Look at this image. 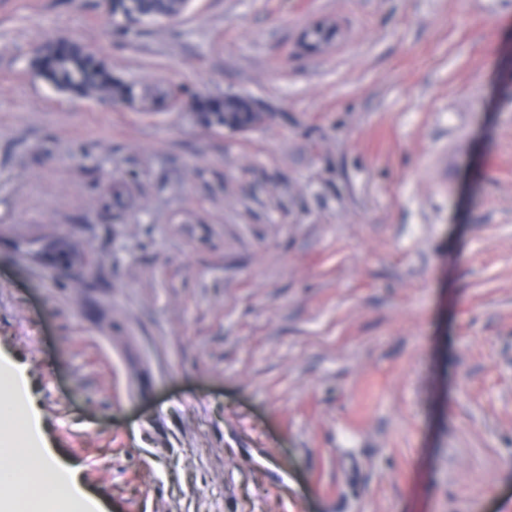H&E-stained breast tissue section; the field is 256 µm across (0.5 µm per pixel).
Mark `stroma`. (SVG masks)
<instances>
[{
	"label": "stroma",
	"mask_w": 512,
	"mask_h": 512,
	"mask_svg": "<svg viewBox=\"0 0 512 512\" xmlns=\"http://www.w3.org/2000/svg\"><path fill=\"white\" fill-rule=\"evenodd\" d=\"M60 38L267 119L71 97ZM0 353L109 512H503L512 0H0ZM177 1L180 0H112V19L118 17L126 20L136 15L141 21H157L179 15ZM246 101L248 102L251 111L259 114V118L255 124H236L231 127L224 126L226 124L227 112H247L243 104L236 98H225L224 96L207 98L204 100L195 101L194 103H192V106L196 112H203L205 120H207L210 123L222 125L224 126V128L234 131H247L257 126L260 122H262L264 120V114L258 112L248 100Z\"/></svg>",
	"instance_id": "obj_1"
}]
</instances>
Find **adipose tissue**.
Segmentation results:
<instances>
[{
  "mask_svg": "<svg viewBox=\"0 0 512 512\" xmlns=\"http://www.w3.org/2000/svg\"><path fill=\"white\" fill-rule=\"evenodd\" d=\"M0 403L8 418L0 422V512H20L22 492L38 488L53 512H107L100 497L86 491L80 468L50 447L29 397L23 369L0 365Z\"/></svg>",
  "mask_w": 512,
  "mask_h": 512,
  "instance_id": "1",
  "label": "adipose tissue"
}]
</instances>
